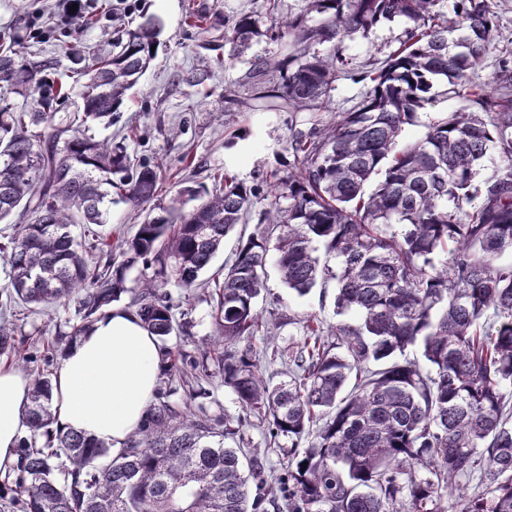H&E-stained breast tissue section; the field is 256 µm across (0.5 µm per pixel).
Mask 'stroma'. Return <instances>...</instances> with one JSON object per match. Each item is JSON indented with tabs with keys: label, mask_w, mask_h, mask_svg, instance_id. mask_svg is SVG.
<instances>
[{
	"label": "stroma",
	"mask_w": 512,
	"mask_h": 512,
	"mask_svg": "<svg viewBox=\"0 0 512 512\" xmlns=\"http://www.w3.org/2000/svg\"><path fill=\"white\" fill-rule=\"evenodd\" d=\"M59 2L0 0V35L19 36L37 59L53 62L51 74L58 78L65 76L76 59L109 50L117 28L135 27L145 14L162 20L160 45L129 100L111 125L95 127L94 134L101 140H125L133 158L159 164L169 197L190 181H206L217 170L231 171L248 182L261 180L287 157L292 131L308 130L315 122L327 123L333 111L350 107L363 89L349 79L337 81L329 113L229 111L226 91L235 88L255 58L278 50L276 43L264 37L253 40L248 50L229 59L226 67L202 84L190 83L191 74L202 69L204 59L227 56L226 24L242 14L262 12L264 0H78L76 32L71 37L63 30L67 17ZM191 10L206 12L210 26L204 30L184 26L183 18ZM406 26L402 19L381 22L368 37L345 40L342 51L357 67L385 59L397 47ZM265 280L266 288L256 301L260 316L283 305L296 317L311 315L327 326L336 323L334 288H316L306 296H296L285 288L272 262L266 266ZM172 295L188 311L193 327L189 336L170 337L169 347L180 348L191 357L216 352L219 335L202 290H195L189 300L177 288ZM74 322V308L66 305L25 313L16 327L29 355L41 361L49 357L51 342L58 334L70 332ZM205 389L207 398L182 389L172 400L180 406L201 403L230 419L240 415L235 395L220 378H213Z\"/></svg>",
	"instance_id": "35a3bbf8"
}]
</instances>
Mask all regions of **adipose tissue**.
<instances>
[{"label": "adipose tissue", "mask_w": 512, "mask_h": 512, "mask_svg": "<svg viewBox=\"0 0 512 512\" xmlns=\"http://www.w3.org/2000/svg\"><path fill=\"white\" fill-rule=\"evenodd\" d=\"M157 338L135 311L115 307L65 352L53 381L54 429L81 430L122 448L137 431L161 377ZM30 380L20 370L0 366V468L14 465L29 434L26 409Z\"/></svg>", "instance_id": "obj_1"}]
</instances>
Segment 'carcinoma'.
<instances>
[{"label": "carcinoma", "mask_w": 512, "mask_h": 512, "mask_svg": "<svg viewBox=\"0 0 512 512\" xmlns=\"http://www.w3.org/2000/svg\"><path fill=\"white\" fill-rule=\"evenodd\" d=\"M308 0L298 15L266 0L270 25L235 19L225 41L244 52L260 36L283 55L257 58L228 90L238 112H323L336 82L363 84L333 121L288 142V173L248 184L229 173L211 186H186L167 206L158 166L133 164L126 147L90 134L112 125L153 58L162 30L143 16L112 54L67 74L81 87L50 85V63L29 60L15 38L0 43V222L19 211L0 245L9 268L4 312L51 310L75 301L67 346L126 293L143 326L161 342L163 376L144 424L118 451L77 430L54 432L55 371L32 369L31 433L18 448L12 485L0 499L13 512H512V50H501L491 84L467 104L398 146L416 112L461 96L498 37L490 0ZM408 26L384 60L355 69L339 53L380 22ZM38 95L19 109L8 95ZM502 165L474 202L472 181L487 154ZM119 196L145 213L117 245L120 260L95 261L75 224L104 226L105 200ZM201 202L188 209L190 200ZM268 200L222 277L200 279L224 237ZM284 285L302 296L336 288V325L300 320L303 342L288 353V380L265 376L253 339L266 326L255 302L270 251ZM333 258L332 268L321 258ZM154 278L127 285L137 263ZM208 291L222 353L189 361L194 382L218 373L236 395V423L203 405L170 398L184 372L166 345L187 335L169 284ZM15 323L0 320V353L17 360ZM418 345L425 365L404 357ZM258 427L287 461L277 472L245 449L243 427ZM256 488L251 494L250 487Z\"/></svg>", "instance_id": "carcinoma-1"}]
</instances>
